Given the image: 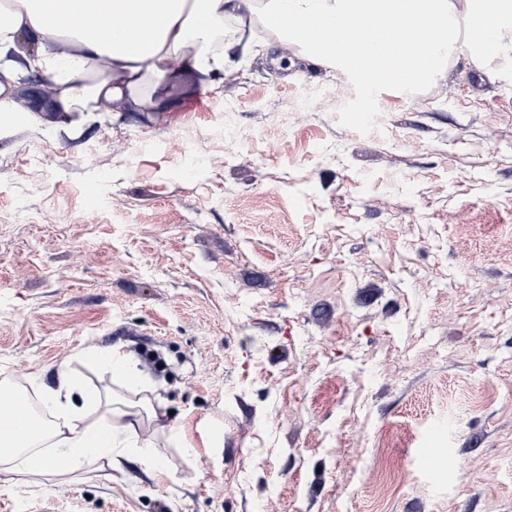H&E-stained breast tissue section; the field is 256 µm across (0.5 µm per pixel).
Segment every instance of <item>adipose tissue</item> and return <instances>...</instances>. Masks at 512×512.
Listing matches in <instances>:
<instances>
[{
  "instance_id": "obj_1",
  "label": "adipose tissue",
  "mask_w": 512,
  "mask_h": 512,
  "mask_svg": "<svg viewBox=\"0 0 512 512\" xmlns=\"http://www.w3.org/2000/svg\"><path fill=\"white\" fill-rule=\"evenodd\" d=\"M474 11L480 14L484 40L466 43L460 39L461 17ZM359 12L380 28L413 14L427 15L437 30L430 47L433 67L454 56L471 65L486 64L489 45L497 55L512 54V0H13L11 10H0V117L17 114L9 90L30 73L49 78L57 90L58 110L81 119L99 111L101 103L130 98L161 111L168 84L189 76L209 85L222 77L224 55L210 42L225 18L242 26L261 24L283 45L297 47L301 57L331 66L333 53L316 42L315 27L348 23ZM134 19L147 26V37H128ZM21 35L38 41L35 55L19 52ZM149 82L155 94L135 96V89ZM104 360L130 394L125 407L91 418L84 407L69 401L78 386L66 370H58L54 384L41 385L40 392L62 426L29 421V439L9 436L0 463L8 460L39 475H62L71 462L97 450L160 469L138 432L141 413L157 414L150 385L132 376L133 363L120 347L110 348ZM46 443L54 448V457L33 465L32 449Z\"/></svg>"
}]
</instances>
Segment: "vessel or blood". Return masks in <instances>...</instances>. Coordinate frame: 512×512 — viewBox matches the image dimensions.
I'll use <instances>...</instances> for the list:
<instances>
[{
  "mask_svg": "<svg viewBox=\"0 0 512 512\" xmlns=\"http://www.w3.org/2000/svg\"><path fill=\"white\" fill-rule=\"evenodd\" d=\"M319 39L330 46L337 58L344 60L354 69H366L370 63L369 46L390 43L405 54H419L421 63H429L425 53L434 32L429 23L421 18H412L391 29L381 30L368 26L363 19L342 26L324 25L318 28ZM420 465L428 471L441 470L451 463L453 457L444 448H422L417 453Z\"/></svg>",
  "mask_w": 512,
  "mask_h": 512,
  "instance_id": "obj_1",
  "label": "vessel or blood"
}]
</instances>
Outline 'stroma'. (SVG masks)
<instances>
[{
	"label": "stroma",
	"instance_id": "stroma-1",
	"mask_svg": "<svg viewBox=\"0 0 512 512\" xmlns=\"http://www.w3.org/2000/svg\"><path fill=\"white\" fill-rule=\"evenodd\" d=\"M247 36L220 85L80 130L13 86L0 386L112 391L92 345L169 370L164 473L0 474V512H512V69L370 89ZM441 421L451 476L416 461Z\"/></svg>",
	"mask_w": 512,
	"mask_h": 512
}]
</instances>
